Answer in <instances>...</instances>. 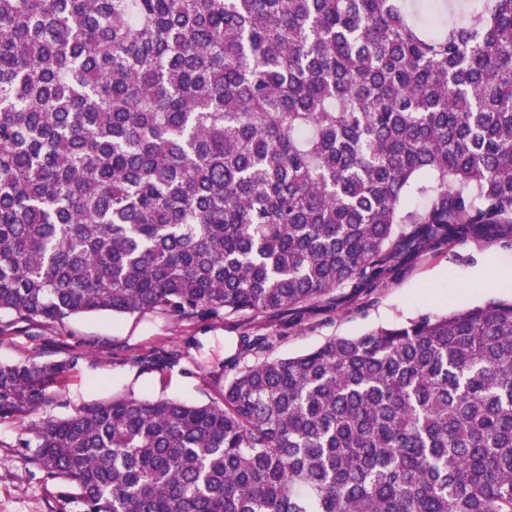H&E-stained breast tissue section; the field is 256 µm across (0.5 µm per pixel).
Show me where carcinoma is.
Wrapping results in <instances>:
<instances>
[{
	"mask_svg": "<svg viewBox=\"0 0 512 512\" xmlns=\"http://www.w3.org/2000/svg\"><path fill=\"white\" fill-rule=\"evenodd\" d=\"M478 2L0 0V314L297 310L503 234L512 0ZM231 366L23 461L59 512H512V302ZM67 368L0 364V421Z\"/></svg>",
	"mask_w": 512,
	"mask_h": 512,
	"instance_id": "1",
	"label": "carcinoma"
}]
</instances>
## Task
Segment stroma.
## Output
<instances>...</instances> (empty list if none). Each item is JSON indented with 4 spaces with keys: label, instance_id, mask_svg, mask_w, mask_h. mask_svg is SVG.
<instances>
[{
    "label": "stroma",
    "instance_id": "1",
    "mask_svg": "<svg viewBox=\"0 0 512 512\" xmlns=\"http://www.w3.org/2000/svg\"><path fill=\"white\" fill-rule=\"evenodd\" d=\"M512 272V240L471 236L414 254L397 274L370 288L345 286L296 311L218 320L163 312L115 317L102 312L64 322L18 321L0 315V363L28 358L66 361L71 368L47 401L0 422V512H58L60 486L23 463L25 428L65 417L116 395L167 397L193 404L219 400L231 376L227 363L242 338L276 336L272 356L314 350L334 337H354L423 315L440 316L512 301L501 277Z\"/></svg>",
    "mask_w": 512,
    "mask_h": 512
}]
</instances>
